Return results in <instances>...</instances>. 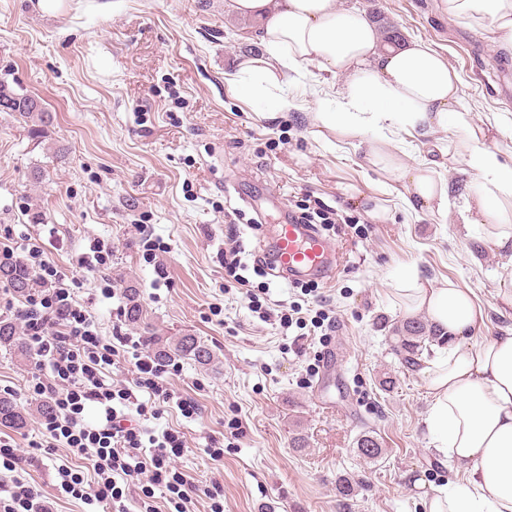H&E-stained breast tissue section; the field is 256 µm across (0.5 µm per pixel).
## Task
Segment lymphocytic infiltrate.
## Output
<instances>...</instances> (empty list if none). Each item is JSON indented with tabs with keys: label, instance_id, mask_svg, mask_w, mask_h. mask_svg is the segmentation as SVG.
<instances>
[{
	"label": "lymphocytic infiltrate",
	"instance_id": "lymphocytic-infiltrate-1",
	"mask_svg": "<svg viewBox=\"0 0 512 512\" xmlns=\"http://www.w3.org/2000/svg\"><path fill=\"white\" fill-rule=\"evenodd\" d=\"M22 250L32 271L34 286L22 305L6 303L0 310L18 320L28 339L35 369L28 378L23 399L49 406L40 417L37 437L30 448L42 455L65 449L88 463L87 471L58 468L62 495L97 505L101 512H127L124 486H141L139 512H158L156 488H164L173 512H188L195 496H205L210 512H224L220 487L199 488L175 468L186 442L180 431L147 434L132 424L131 415L154 416L161 404L175 403L181 415L191 418L199 408L194 401L176 397L167 381L168 365L158 363L126 336H101L87 307L76 298L82 272L108 270L112 249L92 242L77 256L75 268L63 270L49 256L42 239L29 236L0 240V250ZM131 364L133 377L112 381V366ZM97 406L100 418L90 424L84 413Z\"/></svg>",
	"mask_w": 512,
	"mask_h": 512
}]
</instances>
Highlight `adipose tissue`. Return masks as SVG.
Masks as SVG:
<instances>
[{
    "label": "adipose tissue",
    "instance_id": "ef3b65f1",
    "mask_svg": "<svg viewBox=\"0 0 512 512\" xmlns=\"http://www.w3.org/2000/svg\"><path fill=\"white\" fill-rule=\"evenodd\" d=\"M230 12L263 23L261 55L244 58L228 79L230 91L273 112L295 110L283 89L292 75L317 69L344 77L320 91L311 120L319 136L365 135L391 127L432 137L455 129L476 178L467 188L463 219L486 228V240L512 267V160L493 148L500 120L475 122L460 99L456 72L429 45L382 44L375 23L338 0H225ZM449 19L486 32L497 51L512 56V0H438ZM374 165L399 173L405 207L445 213L451 186L433 167L404 166L389 143L369 153ZM405 318L424 316L449 339L446 354L424 360L432 398L427 418L434 450L465 472L466 488L433 489L425 512H512V329L490 339L477 332L487 315L471 290L432 283L416 271L397 281Z\"/></svg>",
    "mask_w": 512,
    "mask_h": 512
}]
</instances>
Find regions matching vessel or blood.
Returning a JSON list of instances; mask_svg holds the SVG:
<instances>
[{
  "label": "vessel or blood",
  "instance_id": "vessel-or-blood-1",
  "mask_svg": "<svg viewBox=\"0 0 512 512\" xmlns=\"http://www.w3.org/2000/svg\"><path fill=\"white\" fill-rule=\"evenodd\" d=\"M267 248L276 273L293 281L311 278L326 282L340 268L336 249L310 224L282 221Z\"/></svg>",
  "mask_w": 512,
  "mask_h": 512
}]
</instances>
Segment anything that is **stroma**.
Here are the masks:
<instances>
[{"mask_svg":"<svg viewBox=\"0 0 512 512\" xmlns=\"http://www.w3.org/2000/svg\"><path fill=\"white\" fill-rule=\"evenodd\" d=\"M438 0H341L405 38L430 44L461 78V97L478 120L512 118V59L492 50L484 33L449 20ZM262 23L230 13L224 0H62L42 12L38 0H0V78L39 96L55 115L46 138L0 113V236L57 235L47 250L62 266L93 240L112 245L109 280L84 272L80 300H91L101 335L141 340L123 316L124 290L136 286L155 335L189 332L215 352L202 366L182 360L168 381L194 399L199 413L176 406L145 420L149 432L183 433L188 452L176 467L202 486L218 484L224 512H424L422 486H462L465 474L432 450L425 425L431 399L420 371L396 355L402 321L394 288L409 269L472 289L488 319L481 335L512 325L501 314L502 259L484 227L464 223L463 197L447 215L413 214L402 179L370 165L369 151L390 141L408 166L440 162L442 178L467 183L463 147L449 132L428 140L401 129L361 140L317 138L307 114L317 83H292L298 110L258 116L232 95L226 79L246 56L260 54ZM42 167V182L30 171ZM277 190L278 208L266 202ZM322 204L344 216L326 236L340 270L311 294L271 274L250 275L267 287L271 318L253 312L245 293L224 285V252L239 233L243 261L259 256L281 213ZM39 210L43 221L29 220ZM159 245L150 256L144 242ZM115 297L102 293L106 284ZM298 303L335 317L331 335L280 326L278 312ZM336 371L322 373L325 347ZM390 375L394 385L381 390ZM385 453H356L362 431ZM302 434L308 446L295 450ZM219 442L224 456L206 453ZM65 450L39 457L21 480L43 487L53 512H91L56 498V468ZM355 491L340 510L336 482Z\"/></svg>","mask_w":512,"mask_h":512,"instance_id":"obj_1","label":"stroma"}]
</instances>
